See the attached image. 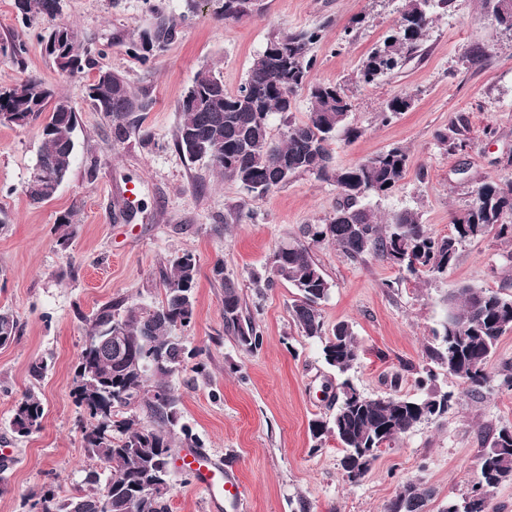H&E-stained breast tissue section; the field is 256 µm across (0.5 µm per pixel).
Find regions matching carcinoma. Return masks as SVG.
<instances>
[{
    "mask_svg": "<svg viewBox=\"0 0 512 512\" xmlns=\"http://www.w3.org/2000/svg\"><path fill=\"white\" fill-rule=\"evenodd\" d=\"M15 5L24 24L33 15L53 22L42 38L46 52L59 74L91 75L87 99L110 121L114 141L121 143L131 130L141 128V120L134 114L147 111L150 103L136 96L122 75L98 67L95 53L73 30L55 23L61 0H15ZM215 5L216 16L224 21H240L258 11L255 0H215ZM434 6L444 9L448 0H407L383 45L361 62L359 82L371 85L415 55L432 22ZM152 27L160 34L158 47L145 51L149 41L146 28L132 44V54L142 63L181 35L179 24L158 8ZM320 38L319 26L272 35L254 56L246 79L234 94L224 91L223 80L211 67L202 66L179 104L174 145L184 158L207 160L214 170L256 197L302 174L336 186L333 216L323 224L303 225L300 239L281 245L273 254L271 276L256 280V284L270 288L285 281L296 289L291 305L294 325L301 335L319 343L324 362L342 377L336 412L328 421L314 422L310 432L314 440L325 435L336 439L343 451L345 477L356 483L370 471L382 449L396 445L419 423L445 413L452 394L426 389L435 378V367L462 380L473 395L495 381L512 389L511 371L498 380L486 371L501 337L512 331V295L463 287L445 298L433 342L423 348V376L417 385L424 392L419 396L368 397L349 376L360 360L352 327L339 323L327 332L321 303L328 298L331 284L309 244H333L351 261L372 256L413 279L436 280L453 265L462 242L487 234L512 242V183L478 186L469 207L453 217L452 231L444 236L431 234L410 209L395 211L381 222L364 200L391 193L406 176L409 155L403 147L392 146L354 166L336 167L331 144L337 133L351 141L362 131L348 123L352 104L343 88L310 80L315 65L310 50ZM28 47L26 39L15 35L0 46V53L19 64ZM303 89L308 90L311 107L297 121L290 112L295 94ZM412 103L406 94L391 98L381 112L382 121L393 120ZM43 114L41 149L23 187L31 202L53 199L68 176L75 155L77 116L67 98L55 94L38 78L28 77L0 89V125L23 128ZM273 115L286 123L281 140L271 134ZM436 139L450 152L467 146L462 130L454 124L437 132ZM215 267L224 288V335L248 351L260 348L262 335L254 318L245 313L238 285L224 276L223 262H216ZM197 273L196 258L185 253L162 274L164 299L159 304L142 306L122 296L92 313L86 345L75 365L72 397L88 416L81 429L84 447L112 477L101 493L91 489L60 500L52 490H44L27 500L29 508L37 507L40 512H170V472L161 474L159 467L173 458L174 428L180 427L182 443L202 447L188 426L179 425L180 399L169 383V377L197 357L173 335L177 328L192 323ZM18 332L14 314L0 310V346L12 343ZM142 414L148 423L141 422ZM43 417L41 400L29 392L15 407L12 430L27 436L41 428ZM359 448L375 449L372 460L357 462ZM505 482H512V427H503L487 439L478 481L463 499L474 508L468 511L464 505L450 504L442 512H493L483 489ZM432 496V489L410 482L404 512H427Z\"/></svg>",
    "mask_w": 512,
    "mask_h": 512,
    "instance_id": "carcinoma-1",
    "label": "carcinoma"
}]
</instances>
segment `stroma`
<instances>
[{"label": "stroma", "mask_w": 512, "mask_h": 512, "mask_svg": "<svg viewBox=\"0 0 512 512\" xmlns=\"http://www.w3.org/2000/svg\"><path fill=\"white\" fill-rule=\"evenodd\" d=\"M262 4L252 18L224 21L208 6L185 15L184 0H62L58 23L98 51L100 66L150 100L142 127L152 141L144 145L136 132L126 142L113 141L109 122L85 98L87 76L62 78L46 53L39 37L47 22L36 18L23 26L14 0H0V42L20 31L30 42L23 64L0 56V88L28 76L41 79L69 98L79 134L67 181L36 207L22 187L42 145V122L23 129L0 125V308L19 322L17 339L0 347V512H25V497L41 490L60 498L86 491L85 475L100 463L84 447V413L71 396L85 319L118 296L146 305L161 301V273L185 252L196 257L198 277L194 320L183 336L206 369L175 374L171 385L181 421L201 440L203 453L235 467L244 512H298L303 502L310 512H383L408 481L430 487L429 512H443L476 482L487 435L512 427V391L473 396L441 370L435 386L452 395L447 413L383 452L360 482L345 480L335 440L317 448L309 432L313 420L335 412L338 378L292 322L294 288L279 282L260 293L253 283L301 225L333 215L335 185L303 174L258 199L206 162L184 159L174 146L178 105L200 66L213 67L225 91L236 92L272 34L321 24L311 79L344 87L353 105L349 121L362 131L352 141L337 136L336 166L404 147L406 177L390 195L369 197L368 205L382 216L413 209L431 233L449 234L452 215L467 208L476 186L512 183V32L496 24L486 0H450L434 12L403 69L365 86L357 81L359 62L395 25L405 0ZM156 6L180 20L182 35L144 65L130 47ZM475 49L483 52L476 61L470 57ZM402 93L412 95L411 109L382 123L384 103ZM457 122L469 145L451 153L435 134ZM489 125L497 128L495 137L486 136ZM243 208L253 211L252 223H235ZM69 211L72 224L60 227L59 216ZM65 231L70 238L62 246ZM311 252L332 285L321 305L325 324L352 325L361 352L356 384L372 397L416 394L422 350L442 315L443 296L464 286L512 294V243L491 234L464 242L447 274L429 283L372 257L350 261L331 244ZM219 260L263 334L256 351L224 334V290L213 274ZM42 358L51 368L37 379L30 369ZM29 392L41 399L44 418L39 431L23 437L10 421ZM171 485V512H211L206 494L176 464Z\"/></svg>", "instance_id": "1"}]
</instances>
